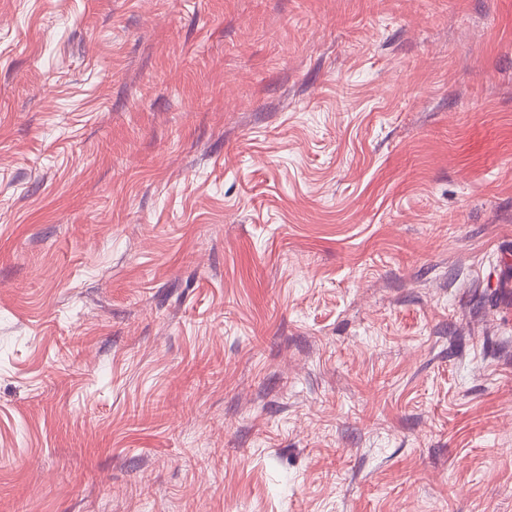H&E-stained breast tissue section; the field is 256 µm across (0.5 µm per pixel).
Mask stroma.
Instances as JSON below:
<instances>
[{
	"instance_id": "obj_1",
	"label": "stroma",
	"mask_w": 512,
	"mask_h": 512,
	"mask_svg": "<svg viewBox=\"0 0 512 512\" xmlns=\"http://www.w3.org/2000/svg\"><path fill=\"white\" fill-rule=\"evenodd\" d=\"M0 512H512V0H0Z\"/></svg>"
}]
</instances>
